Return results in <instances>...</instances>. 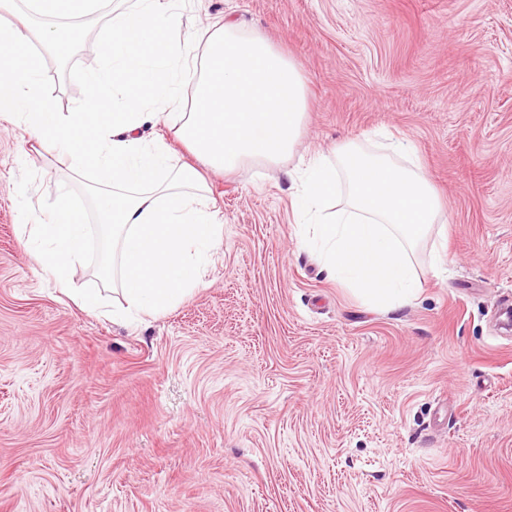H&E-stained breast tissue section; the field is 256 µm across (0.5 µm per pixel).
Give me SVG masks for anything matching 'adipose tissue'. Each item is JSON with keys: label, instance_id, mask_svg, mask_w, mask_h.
Returning a JSON list of instances; mask_svg holds the SVG:
<instances>
[{"label": "adipose tissue", "instance_id": "adipose-tissue-1", "mask_svg": "<svg viewBox=\"0 0 512 512\" xmlns=\"http://www.w3.org/2000/svg\"><path fill=\"white\" fill-rule=\"evenodd\" d=\"M107 0H26V15L0 24V121L25 127L46 151L67 157L74 174L96 171L98 222L107 228L101 274L119 279L112 319L157 315L203 285V272L223 243L224 220L192 166L174 165L157 124L216 171L238 173L292 156L309 110L297 65L264 36L230 19L200 33L203 49L182 40L178 0H133L112 12L89 70L84 106L56 111L42 87L43 58L32 41L56 50L59 34L36 29V16L87 17ZM193 87L191 105L182 91ZM25 247L41 277L82 309L100 305L78 293L71 272L81 263L89 227L70 195L46 218L22 213Z\"/></svg>", "mask_w": 512, "mask_h": 512}]
</instances>
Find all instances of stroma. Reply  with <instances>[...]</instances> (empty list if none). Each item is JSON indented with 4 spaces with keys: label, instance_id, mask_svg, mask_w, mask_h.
<instances>
[{
    "label": "stroma",
    "instance_id": "1",
    "mask_svg": "<svg viewBox=\"0 0 512 512\" xmlns=\"http://www.w3.org/2000/svg\"><path fill=\"white\" fill-rule=\"evenodd\" d=\"M301 71L297 154L409 138L447 204L394 311L304 250L292 160L206 171L224 241L204 284L125 325L38 276L21 210L70 194L92 230L74 288L114 294L92 175L0 123V512H512V0H184ZM112 13L71 20L43 88L88 98Z\"/></svg>",
    "mask_w": 512,
    "mask_h": 512
}]
</instances>
